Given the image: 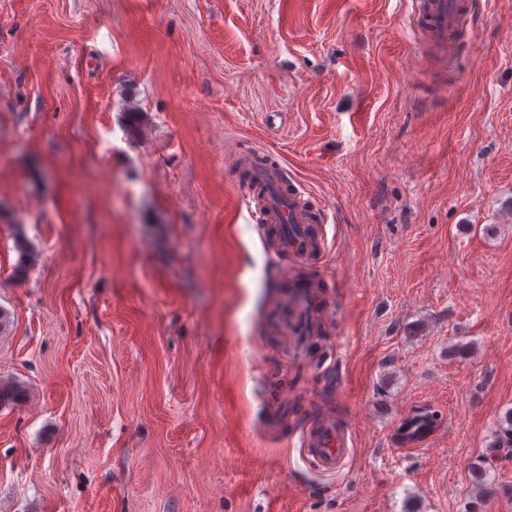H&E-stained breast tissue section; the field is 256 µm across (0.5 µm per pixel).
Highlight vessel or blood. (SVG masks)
<instances>
[{
  "label": "vessel or blood",
  "instance_id": "vessel-or-blood-1",
  "mask_svg": "<svg viewBox=\"0 0 512 512\" xmlns=\"http://www.w3.org/2000/svg\"><path fill=\"white\" fill-rule=\"evenodd\" d=\"M413 23L426 36L420 52L441 53L448 45V34L460 28L472 14V0H412ZM240 171L246 172L244 200L252 223L275 225L277 257L298 262L320 254L325 236L317 227L329 223L327 209L312 205L309 191L293 176L279 155L246 149L238 154ZM286 286L289 335L314 336L321 332L328 313L323 303V285L315 277H293ZM302 455L314 470L327 474L341 469L351 453L352 436L345 423L324 416L311 420L300 436Z\"/></svg>",
  "mask_w": 512,
  "mask_h": 512
}]
</instances>
